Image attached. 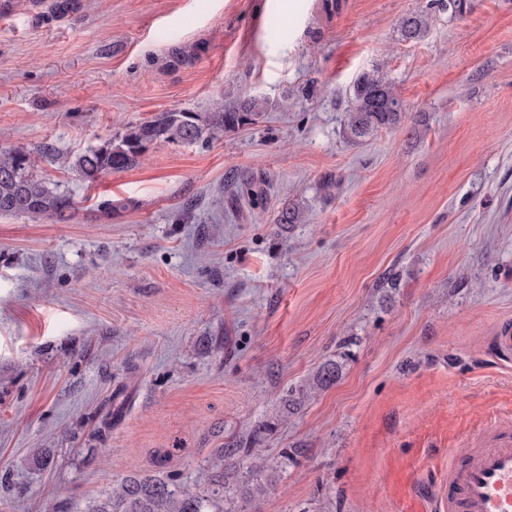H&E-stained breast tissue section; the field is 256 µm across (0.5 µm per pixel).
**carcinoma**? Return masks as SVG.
I'll return each mask as SVG.
<instances>
[{
    "mask_svg": "<svg viewBox=\"0 0 512 512\" xmlns=\"http://www.w3.org/2000/svg\"><path fill=\"white\" fill-rule=\"evenodd\" d=\"M430 25V17L412 13L400 22L404 40L416 42ZM268 103L255 98L233 105H218L212 112L170 110L123 131L78 155L74 168L87 182L140 164L150 146L162 143L194 144L217 138L265 111ZM404 111L387 75L373 70L361 73L353 83L347 108L346 130L353 139L364 138L382 128L401 124ZM33 152L22 147L0 150V215L38 216L61 220L72 209L70 194L52 187L34 174ZM303 211L296 203L284 204L273 218L275 224H299ZM259 449L241 439H230L216 450L217 464L205 474L206 488L191 489L174 478L148 473L128 476L103 494L91 512H224V490L229 474L257 463Z\"/></svg>",
    "mask_w": 512,
    "mask_h": 512,
    "instance_id": "cac0c4a2",
    "label": "carcinoma"
}]
</instances>
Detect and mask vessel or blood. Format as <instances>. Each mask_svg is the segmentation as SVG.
I'll return each mask as SVG.
<instances>
[{"label": "vessel or blood", "instance_id": "1", "mask_svg": "<svg viewBox=\"0 0 512 512\" xmlns=\"http://www.w3.org/2000/svg\"><path fill=\"white\" fill-rule=\"evenodd\" d=\"M437 512H512V428L456 449Z\"/></svg>", "mask_w": 512, "mask_h": 512}]
</instances>
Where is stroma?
Masks as SVG:
<instances>
[{"mask_svg": "<svg viewBox=\"0 0 512 512\" xmlns=\"http://www.w3.org/2000/svg\"><path fill=\"white\" fill-rule=\"evenodd\" d=\"M49 2L0 0V148L52 146L37 174L73 199L0 215V512H89L145 471L194 487L232 437L264 470L225 512H435L455 448L512 420V0ZM370 70L404 116L357 143ZM254 97L209 143L73 167L156 113ZM288 201L303 223H274ZM428 14L412 13L400 22V32L404 41L417 42L421 39L430 25Z\"/></svg>", "mask_w": 512, "mask_h": 512, "instance_id": "obj_1", "label": "stroma"}]
</instances>
